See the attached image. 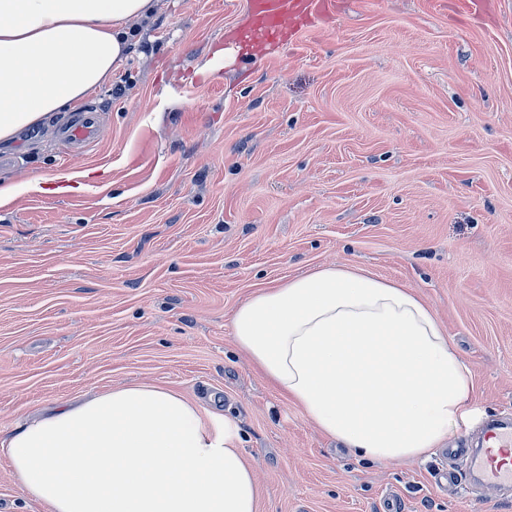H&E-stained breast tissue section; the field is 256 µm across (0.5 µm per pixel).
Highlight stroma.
<instances>
[{"label":"stroma","instance_id":"35a3bbf8","mask_svg":"<svg viewBox=\"0 0 512 512\" xmlns=\"http://www.w3.org/2000/svg\"><path fill=\"white\" fill-rule=\"evenodd\" d=\"M322 2L247 47L251 0H158L91 94L96 142L71 155L57 112L0 147L1 179L109 171L0 206V436L156 384L234 423L257 512H512L470 456L358 460L234 344L258 290L358 264L419 295L473 373L449 447L512 419V0Z\"/></svg>","mask_w":512,"mask_h":512}]
</instances>
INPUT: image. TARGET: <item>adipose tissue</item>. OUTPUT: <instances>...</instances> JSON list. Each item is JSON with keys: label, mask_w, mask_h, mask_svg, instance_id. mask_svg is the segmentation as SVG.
I'll list each match as a JSON object with an SVG mask.
<instances>
[{"label": "adipose tissue", "mask_w": 512, "mask_h": 512, "mask_svg": "<svg viewBox=\"0 0 512 512\" xmlns=\"http://www.w3.org/2000/svg\"><path fill=\"white\" fill-rule=\"evenodd\" d=\"M154 0H0V142L71 108L117 70ZM105 171L0 180V205L70 193ZM239 351L323 435L361 459L413 460L473 415L472 374L427 303L332 265L257 291L232 317ZM47 512H257L229 423L178 392L131 383L70 401L0 438Z\"/></svg>", "instance_id": "adipose-tissue-1"}]
</instances>
